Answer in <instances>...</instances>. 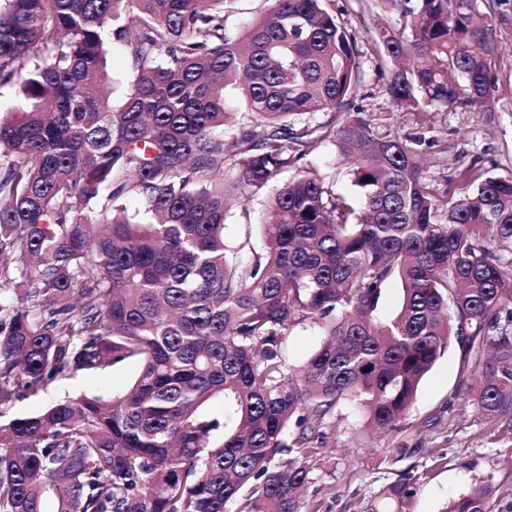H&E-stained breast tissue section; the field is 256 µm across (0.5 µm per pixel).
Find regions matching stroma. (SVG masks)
Returning <instances> with one entry per match:
<instances>
[{
    "label": "stroma",
    "mask_w": 512,
    "mask_h": 512,
    "mask_svg": "<svg viewBox=\"0 0 512 512\" xmlns=\"http://www.w3.org/2000/svg\"><path fill=\"white\" fill-rule=\"evenodd\" d=\"M478 5L481 13L502 20L492 109L476 114L464 105L442 108L426 121L420 113L394 105L384 92L389 65L369 38L388 18L378 0H325L328 11L351 27L362 53L353 101L372 134L421 139L427 181L436 190L461 195L468 190L458 180L465 168L512 173V0H478ZM307 162L338 194L358 197L354 176L332 143L315 149ZM268 195L261 190L249 214L235 211L228 216L225 241L230 249L246 240L259 244ZM471 369L461 350L451 348L421 381L406 416L387 432H373L365 414L339 404L325 428L324 442L309 460L313 482L307 500L315 502L319 512H439L446 499L488 480L496 490L494 512H512V433L495 429L463 392L460 383ZM138 371V363L128 362L97 375L67 376L38 396L17 398L7 415L28 416L66 397H111L126 390ZM406 471L413 472L416 485L412 497L400 502L389 490Z\"/></svg>",
    "instance_id": "obj_1"
}]
</instances>
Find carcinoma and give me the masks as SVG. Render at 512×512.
I'll return each mask as SVG.
<instances>
[{
  "instance_id": "cac0c4a2",
  "label": "carcinoma",
  "mask_w": 512,
  "mask_h": 512,
  "mask_svg": "<svg viewBox=\"0 0 512 512\" xmlns=\"http://www.w3.org/2000/svg\"><path fill=\"white\" fill-rule=\"evenodd\" d=\"M226 2L0 10V84L24 97L0 118V512H318L307 459L337 405L394 428L454 343L479 373L463 391L512 431V174L468 169L472 192L435 191L420 141L379 139L352 112L360 51L324 0H271L239 36ZM378 2L397 17L370 33L394 104L489 111L500 46L476 0ZM111 38L134 70L118 105ZM327 112L348 116L332 128ZM327 140L360 212L304 164ZM266 187L263 248L229 253L228 213ZM394 278L400 311L379 322ZM304 323L325 341L289 373L284 343ZM130 360L139 372L110 401L6 417L58 378ZM216 396L221 420L199 413ZM414 484L408 471L390 494ZM493 493L442 512H492Z\"/></svg>"
}]
</instances>
